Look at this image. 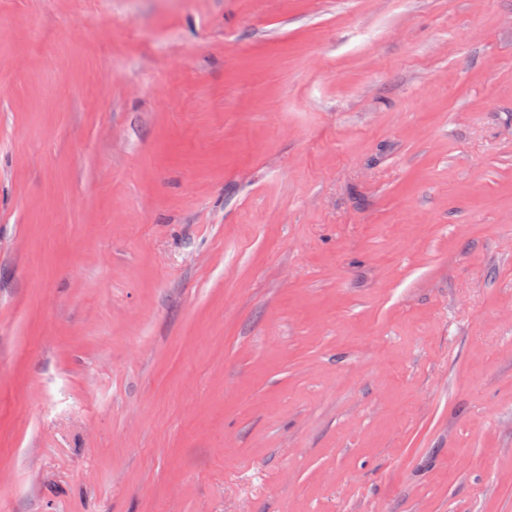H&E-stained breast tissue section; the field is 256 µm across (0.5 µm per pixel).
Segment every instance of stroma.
Masks as SVG:
<instances>
[{"label":"stroma","mask_w":512,"mask_h":512,"mask_svg":"<svg viewBox=\"0 0 512 512\" xmlns=\"http://www.w3.org/2000/svg\"><path fill=\"white\" fill-rule=\"evenodd\" d=\"M0 512H512V0H0Z\"/></svg>","instance_id":"1"}]
</instances>
